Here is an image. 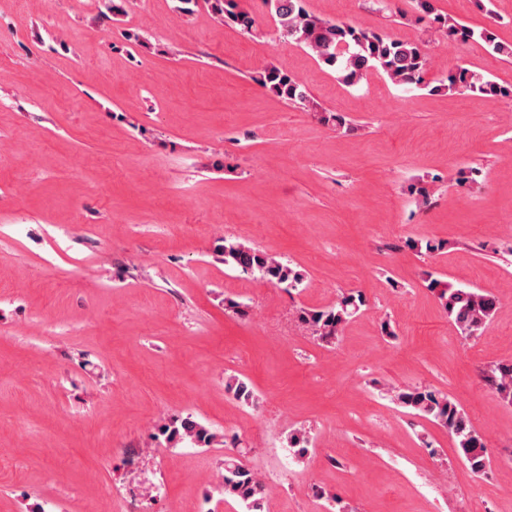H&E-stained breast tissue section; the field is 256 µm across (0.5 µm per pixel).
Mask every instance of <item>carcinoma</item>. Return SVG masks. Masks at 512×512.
Returning a JSON list of instances; mask_svg holds the SVG:
<instances>
[{
  "mask_svg": "<svg viewBox=\"0 0 512 512\" xmlns=\"http://www.w3.org/2000/svg\"><path fill=\"white\" fill-rule=\"evenodd\" d=\"M263 4L274 13L281 38L311 52L320 62L335 69L337 78L347 87L358 86L368 74L375 72L404 92L462 88L490 102L512 96L511 90L465 67L449 74L446 83L441 81L432 85L425 82L427 54L423 41L402 40L346 21L321 19L305 9L304 0H263ZM211 7L244 31H251L254 18L239 9L237 0H214ZM434 22L437 23L436 30L448 38L479 44L492 56L512 57V44L499 41L488 27L475 30L441 15L435 16ZM259 82L295 106L304 108L309 102L306 87L274 66L264 68ZM224 264L288 292L298 289L303 282V275L288 262L228 239L224 240ZM427 288L436 295L455 330L465 339L480 333L497 308L496 297L481 289L453 288L437 278L429 279ZM362 303L361 295L351 292L330 306L301 310L299 319L319 339L332 343ZM483 375L498 398L512 405V361L491 364ZM225 389L247 405L256 402L251 386L235 375L228 377ZM394 399L401 407L445 429L469 468L477 474L484 472L489 464L484 436L454 399L426 387L400 389ZM163 436L167 443L187 438L197 446L209 447L214 441L213 433L191 419L171 421L163 427ZM288 447L295 457L303 458L313 447V441L302 433L293 432L288 436ZM260 483L256 470L244 467L235 455L225 456L224 495L237 500L244 512H263L264 502L258 492Z\"/></svg>",
  "mask_w": 512,
  "mask_h": 512,
  "instance_id": "cac0c4a2",
  "label": "carcinoma"
}]
</instances>
